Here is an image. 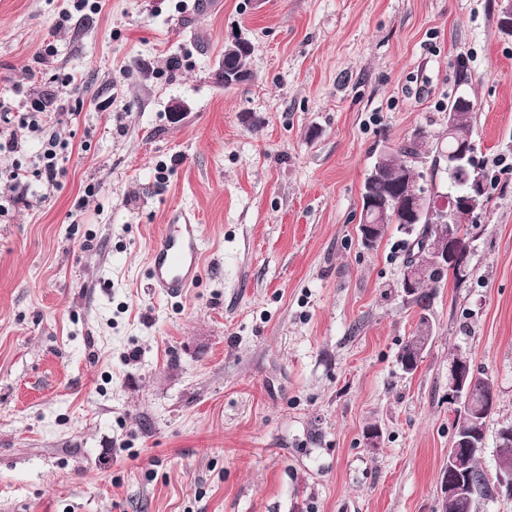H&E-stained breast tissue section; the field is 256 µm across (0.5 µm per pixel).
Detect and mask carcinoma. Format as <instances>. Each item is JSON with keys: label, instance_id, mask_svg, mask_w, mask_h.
<instances>
[{"label": "carcinoma", "instance_id": "obj_1", "mask_svg": "<svg viewBox=\"0 0 512 512\" xmlns=\"http://www.w3.org/2000/svg\"><path fill=\"white\" fill-rule=\"evenodd\" d=\"M251 54L252 50L240 48L234 42L225 45L224 48V59L232 62L247 82L254 79L253 72L247 65ZM448 110L456 114L454 129L447 142L437 143L435 153L440 157L461 143L469 146L470 154H475L476 144L472 135L474 102L469 96L459 94L448 103ZM418 151V145L413 143L394 152H383L376 158V162L380 163L381 172L380 175L369 180L370 195L375 199L389 198L393 201V208L388 211L385 223L380 225L382 236L385 235L390 224L409 223L405 217V204L413 188L417 187V180L423 178V174L413 173L406 159L417 156ZM446 217H448V211L441 209L427 216L421 231L413 241L414 247L410 248L405 265L413 264L416 258L441 245L444 234L448 232V228L444 227ZM474 219L473 212L464 211L455 214L458 233L457 248L464 258L468 253V225L474 223ZM450 275L458 282L464 280L469 275L468 264H458L448 269L420 266L416 280L418 295L413 297L414 304L424 310L427 309L437 288ZM428 329L430 325L426 323L425 318H420L415 336L411 337L399 352L398 362L405 372L412 373L418 367L421 361V344L425 341V337L432 336ZM495 395V384L491 378H475L470 387L471 400L463 401V408L456 411L454 421V439L468 440L466 479L476 495L491 490L484 472L478 466L477 456L484 445L485 426L490 416V413L483 408L481 401Z\"/></svg>", "mask_w": 512, "mask_h": 512}]
</instances>
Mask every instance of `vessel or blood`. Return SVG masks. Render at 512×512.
I'll return each instance as SVG.
<instances>
[{
	"instance_id": "b4317fda",
	"label": "vessel or blood",
	"mask_w": 512,
	"mask_h": 512,
	"mask_svg": "<svg viewBox=\"0 0 512 512\" xmlns=\"http://www.w3.org/2000/svg\"><path fill=\"white\" fill-rule=\"evenodd\" d=\"M202 227L168 224L150 252V285L157 294L178 297L194 287L201 275Z\"/></svg>"
}]
</instances>
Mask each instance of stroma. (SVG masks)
<instances>
[{
    "mask_svg": "<svg viewBox=\"0 0 512 512\" xmlns=\"http://www.w3.org/2000/svg\"><path fill=\"white\" fill-rule=\"evenodd\" d=\"M498 0H0V100L73 117L59 186L0 219V512H440L455 354L495 382L478 456L512 423V38ZM252 82L225 87L232 32ZM474 100L489 202L469 277L428 310L396 283L414 240L365 247L382 152H432ZM181 104L174 115L173 104ZM202 272L149 286L164 225ZM428 317L414 372L397 361ZM378 428V447L366 431ZM202 227L199 224H167L150 252L151 288L158 295L178 297L194 288L201 276Z\"/></svg>",
    "mask_w": 512,
    "mask_h": 512,
    "instance_id": "stroma-1",
    "label": "stroma"
}]
</instances>
